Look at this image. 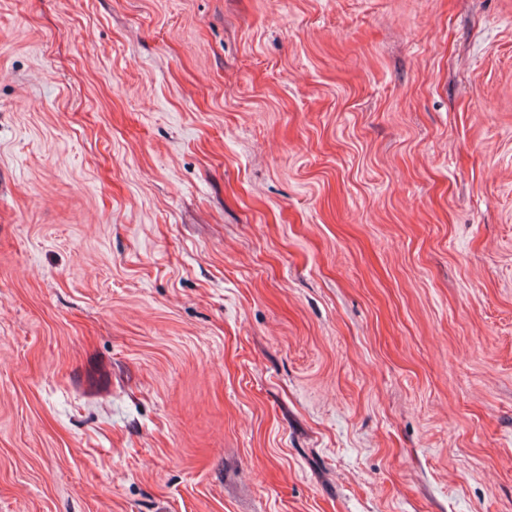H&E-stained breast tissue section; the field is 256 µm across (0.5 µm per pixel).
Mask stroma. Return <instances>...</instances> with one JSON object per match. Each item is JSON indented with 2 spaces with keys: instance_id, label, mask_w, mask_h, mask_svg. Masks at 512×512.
<instances>
[{
  "instance_id": "1",
  "label": "stroma",
  "mask_w": 512,
  "mask_h": 512,
  "mask_svg": "<svg viewBox=\"0 0 512 512\" xmlns=\"http://www.w3.org/2000/svg\"><path fill=\"white\" fill-rule=\"evenodd\" d=\"M0 512H512V0H0Z\"/></svg>"
}]
</instances>
